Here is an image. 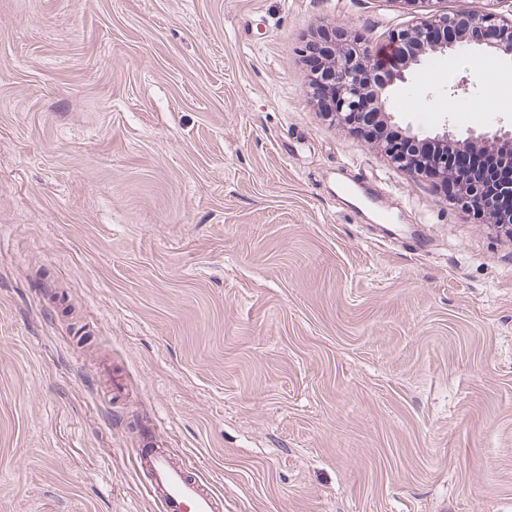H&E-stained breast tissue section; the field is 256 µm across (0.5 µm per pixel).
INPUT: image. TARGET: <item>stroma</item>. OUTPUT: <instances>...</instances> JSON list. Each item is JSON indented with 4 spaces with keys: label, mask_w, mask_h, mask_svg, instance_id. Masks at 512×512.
<instances>
[{
    "label": "stroma",
    "mask_w": 512,
    "mask_h": 512,
    "mask_svg": "<svg viewBox=\"0 0 512 512\" xmlns=\"http://www.w3.org/2000/svg\"><path fill=\"white\" fill-rule=\"evenodd\" d=\"M416 19L0 0V512H161L145 433L222 512H512V237L312 95L317 30ZM390 108L510 122L512 62L432 57Z\"/></svg>",
    "instance_id": "1"
}]
</instances>
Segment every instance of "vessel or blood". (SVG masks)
Here are the masks:
<instances>
[{
  "label": "vessel or blood",
  "instance_id": "obj_1",
  "mask_svg": "<svg viewBox=\"0 0 512 512\" xmlns=\"http://www.w3.org/2000/svg\"><path fill=\"white\" fill-rule=\"evenodd\" d=\"M138 462L165 512H219L220 499L193 469L173 461L152 436H143Z\"/></svg>",
  "mask_w": 512,
  "mask_h": 512
}]
</instances>
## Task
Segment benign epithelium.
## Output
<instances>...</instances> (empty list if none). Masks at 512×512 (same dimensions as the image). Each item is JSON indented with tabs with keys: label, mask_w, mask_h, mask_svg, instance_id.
<instances>
[{
	"label": "benign epithelium",
	"mask_w": 512,
	"mask_h": 512,
	"mask_svg": "<svg viewBox=\"0 0 512 512\" xmlns=\"http://www.w3.org/2000/svg\"><path fill=\"white\" fill-rule=\"evenodd\" d=\"M422 8L415 24L406 29H394L388 36V49L393 54L396 68L389 78L379 75L377 54L362 39L341 40L335 29L317 33L311 50L327 61L324 74L312 80L331 86L338 93L339 109H324L322 113L332 121L363 133L364 116H369L382 131H396L399 139L382 138L375 141L389 160L401 168L429 177L433 168H439L443 180H448V151L464 155L473 149L498 151L512 161V124L495 131L471 130L462 138L448 124L431 135H420L401 126L389 108L391 90L405 83L416 69L431 56H446L462 47L492 52L506 59L512 58V18L495 10L481 14L468 11L448 13L441 8L442 0H406ZM493 29L498 38L486 44L469 37L470 32ZM487 181L479 176L467 180L465 195L460 201L483 220L494 224L512 237V211L502 212L491 207Z\"/></svg>",
	"instance_id": "1"
}]
</instances>
